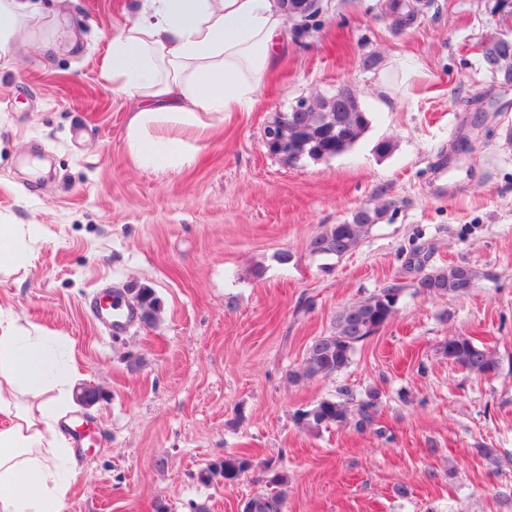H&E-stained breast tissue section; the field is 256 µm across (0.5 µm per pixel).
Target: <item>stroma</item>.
Instances as JSON below:
<instances>
[{"label": "stroma", "instance_id": "35a3bbf8", "mask_svg": "<svg viewBox=\"0 0 512 512\" xmlns=\"http://www.w3.org/2000/svg\"><path fill=\"white\" fill-rule=\"evenodd\" d=\"M136 2L40 0L0 57V221L39 227L26 265L0 273V310L64 340L79 386L102 394L68 413L98 445L78 457L65 512H238L268 461L288 477L287 512H512V87L476 63L512 18L433 0L397 35L382 0H330L288 35L250 111L196 140L191 164L152 172L126 143L136 102L106 69ZM339 86L370 114L352 149L268 150L278 113ZM475 95L482 107L464 106ZM364 206L384 214L352 252L310 253ZM460 263L476 273L466 294L418 290L423 272ZM393 283L394 316L344 371L289 382L343 306ZM133 288L155 291L159 318L109 336L88 301ZM451 336L489 349L496 370L448 361ZM343 391L374 400L369 424H298ZM230 452L255 469L201 483Z\"/></svg>", "mask_w": 512, "mask_h": 512}]
</instances>
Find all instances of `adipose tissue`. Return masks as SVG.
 Masks as SVG:
<instances>
[{
  "instance_id": "ef3b65f1",
  "label": "adipose tissue",
  "mask_w": 512,
  "mask_h": 512,
  "mask_svg": "<svg viewBox=\"0 0 512 512\" xmlns=\"http://www.w3.org/2000/svg\"><path fill=\"white\" fill-rule=\"evenodd\" d=\"M285 28L275 0H142L107 60L113 91L137 102L126 129L135 165L183 167L193 138L249 110ZM77 374L37 327L0 318V512H65L77 460L58 423Z\"/></svg>"
}]
</instances>
